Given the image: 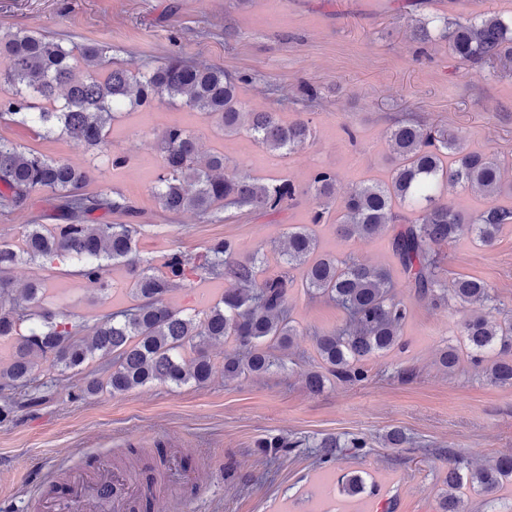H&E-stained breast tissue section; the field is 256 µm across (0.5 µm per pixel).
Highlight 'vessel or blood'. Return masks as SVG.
I'll return each mask as SVG.
<instances>
[{
	"mask_svg": "<svg viewBox=\"0 0 512 512\" xmlns=\"http://www.w3.org/2000/svg\"><path fill=\"white\" fill-rule=\"evenodd\" d=\"M131 480L110 468L76 474L63 493L47 503L46 512H98L100 500H108L111 512H124Z\"/></svg>",
	"mask_w": 512,
	"mask_h": 512,
	"instance_id": "obj_1",
	"label": "vessel or blood"
}]
</instances>
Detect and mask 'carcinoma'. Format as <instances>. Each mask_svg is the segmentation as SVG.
Wrapping results in <instances>:
<instances>
[{
    "label": "carcinoma",
    "mask_w": 512,
    "mask_h": 512,
    "mask_svg": "<svg viewBox=\"0 0 512 512\" xmlns=\"http://www.w3.org/2000/svg\"><path fill=\"white\" fill-rule=\"evenodd\" d=\"M442 37L464 64L512 58V24L497 15L480 14L463 24L446 21ZM107 53L102 45L69 46L32 31L1 36L0 60L10 92L0 97V122L33 123L46 137L58 134L103 151L120 111L165 99L216 117L226 135L238 133L242 118H247V132L271 155L290 154L312 138L308 121L285 124L275 112L243 111L238 98L239 84L246 81L242 76L196 66L174 55L139 75L120 66H111L102 75ZM37 100L45 103L38 112ZM387 140L393 154L388 179L350 188L336 217V232L344 238L389 237L406 287L430 304L480 305L481 310L462 326L459 345L440 353L439 365L453 372L462 349L472 363L485 368L491 383L512 388V319L493 316L494 298L485 282L464 275L445 277L439 251L466 234L492 247L505 225L512 224V208L497 204L503 192L512 194V183L503 179L502 162L469 149L457 134L412 122L393 125ZM157 148L162 166L155 194L169 214L193 211L215 221L217 205L278 213L297 198L290 181L224 173V155L200 154L195 139L179 126L167 128ZM87 180L84 171L68 163L0 140V205L10 211L24 210L32 191L49 189L59 201L63 218L61 224L26 225L24 247L19 251L0 242V339L12 341L10 361L0 365L1 393H20L32 386L31 357L36 353L52 357L65 372L81 370L94 351L111 357L108 376L86 380L74 394L76 399L104 390L120 394L153 381L202 385L212 374L207 346L213 340L234 345L224 355L225 378L264 375L276 364L272 349L286 350L299 335L288 307V292L294 286L290 272L296 269L302 272L301 286L307 294L328 298L347 316L344 326L316 336L321 366L306 376L311 393L322 392L333 378L349 383L365 380L366 360L403 346L410 307L396 295L391 271L319 252L314 227L330 220L335 172L319 169L311 176L309 191L315 207L310 224L288 228L278 251L286 269L269 277L263 276L262 248L243 255L229 238L213 240L199 259L171 252L162 256L160 268L141 267L136 250L141 225L90 220L96 211L133 218L135 208L119 194L84 192ZM448 184L483 197L486 206L468 215L455 210L442 197V187ZM398 205L407 207L410 215L396 212ZM25 260L75 261L80 264L77 274L103 291L107 289L102 279L104 264L126 266L130 290L139 303L103 315L92 327L88 343L82 337L83 325L59 318L44 305L43 284L31 282L20 295H13L10 272ZM219 275L231 287L207 309L190 313L169 304L174 289ZM302 446L283 436L258 443L275 453ZM341 447L359 451L367 444L360 437L343 444L324 438L316 445L317 461L336 460ZM509 478L512 454L476 469L450 457L444 477L448 494L440 501V512H465L459 492L467 485L490 493ZM341 486L349 496L378 494L377 485H367L358 474L342 476Z\"/></svg>",
    "instance_id": "1"
}]
</instances>
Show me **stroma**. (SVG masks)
<instances>
[{
    "instance_id": "stroma-1",
    "label": "stroma",
    "mask_w": 512,
    "mask_h": 512,
    "mask_svg": "<svg viewBox=\"0 0 512 512\" xmlns=\"http://www.w3.org/2000/svg\"><path fill=\"white\" fill-rule=\"evenodd\" d=\"M483 13L512 18V0H0V35L21 29L101 43L113 62L133 73L176 53L245 76L240 98L246 110L272 111L285 123L306 120L314 131L308 145L275 158L247 132L224 135L214 118L157 101L114 121L103 153L40 136L29 124L0 122V139L86 170V193H121L143 226L140 259L156 262L172 251L196 258L211 240L226 237L245 254L263 248L265 269L273 274L279 238L289 225L310 219L312 173H336L331 209L341 211L353 184L388 177L386 132L398 121L464 136L470 148L499 158L512 179V59L464 65L447 40L413 38L421 23H464ZM309 86L318 100H307ZM173 125L191 132L202 153L224 154L239 173L291 180L296 203L275 216L232 208L220 223L191 212L166 214L153 189L162 163L156 145ZM346 125L356 140L343 133ZM111 154L124 156V166L112 167ZM56 205L53 193L38 190L28 209L0 210V242L20 244L32 221L57 223ZM318 235L321 248L339 258L396 264L387 238L344 240L328 224ZM440 252L448 275L485 281L496 317L512 318V225L494 247L464 238ZM11 277L18 288L43 280L46 304L89 326L102 312L134 303L122 266L108 268L105 292L70 263L23 264ZM410 306L406 350L367 360L368 380L330 382L319 394L305 385L306 372L320 364L315 337L342 326L346 315L298 285L289 309L299 334L261 377L225 379L229 346L220 342L209 349L213 371L206 384L155 382L76 400L81 376L61 371L52 358H37L40 401L0 425V512H37L46 485H63L91 464L119 469L130 449L147 457L160 447L169 462L157 478L162 492L153 498V512H373L369 497L341 491L338 479L350 472L375 482L393 512H438L449 455L476 467L512 452V389L492 384L467 358L453 373L439 368L441 351L458 345L471 307L437 308L416 299ZM394 428L408 438L402 447L385 441ZM271 434L302 446L270 460L256 442ZM354 435L367 438L366 449L316 465L315 446L323 438Z\"/></svg>"
}]
</instances>
